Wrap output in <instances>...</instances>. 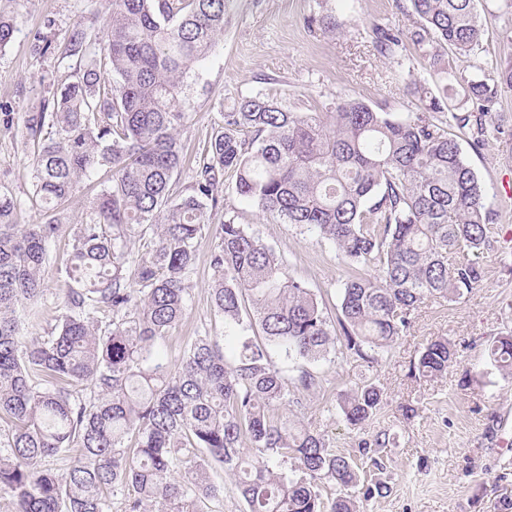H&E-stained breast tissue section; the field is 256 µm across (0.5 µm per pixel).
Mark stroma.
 Listing matches in <instances>:
<instances>
[{
    "label": "stroma",
    "mask_w": 512,
    "mask_h": 512,
    "mask_svg": "<svg viewBox=\"0 0 512 512\" xmlns=\"http://www.w3.org/2000/svg\"><path fill=\"white\" fill-rule=\"evenodd\" d=\"M475 10L485 30L481 49L459 55L444 47L442 57L468 72L477 65L512 66V0H476ZM327 14L335 16V29L318 25ZM0 15L16 28L0 50V105L9 112L8 120H0V190L19 203L21 223L33 224L39 220L29 202L33 148L21 130L28 112L69 72L58 47L75 23L102 28V4L0 0ZM419 25L409 0H232L223 35L187 80L189 117L178 134L184 165L171 181L172 199L186 194L222 113L241 98L260 93L292 112H329L348 99L379 112L423 111L412 84L430 83L428 58L413 50L383 55L374 44L375 29L408 34ZM42 39L52 43L51 52L40 53ZM496 109L499 134L478 146L460 141L487 191L493 247L479 257L486 272L482 284L457 301L422 304L407 332L371 365L356 357L310 363L269 350L288 380L303 371L318 379L300 406L274 412L300 420L329 450L353 461L360 481L351 493L360 512H493L495 501L512 492V374L492 367L487 355L492 339L512 330V91L502 92ZM228 207L237 223L282 256L289 274L305 282L327 319L335 320L348 265L334 246L303 227L263 218L235 193H227ZM224 210L213 211L198 248L185 315L155 344L169 368H177L194 336L224 333L210 290ZM67 242L63 235L47 245L44 292L25 318V336L44 335L62 316ZM436 337L454 344L456 363L437 378L412 375L424 346ZM369 378L381 388L382 402L365 425L354 428L342 417L339 396ZM380 435L387 446L373 447Z\"/></svg>",
    "instance_id": "1"
}]
</instances>
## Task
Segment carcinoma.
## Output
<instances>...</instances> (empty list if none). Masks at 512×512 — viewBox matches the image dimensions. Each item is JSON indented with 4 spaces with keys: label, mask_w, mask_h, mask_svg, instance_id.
Segmentation results:
<instances>
[{
    "label": "carcinoma",
    "mask_w": 512,
    "mask_h": 512,
    "mask_svg": "<svg viewBox=\"0 0 512 512\" xmlns=\"http://www.w3.org/2000/svg\"><path fill=\"white\" fill-rule=\"evenodd\" d=\"M102 2L105 43L73 26L60 56L76 66L22 131L33 145L41 220L17 223L19 205L0 192V422L8 425L0 490L14 512H108L118 494L124 512H197L224 492L210 477L218 465L235 476L246 512H358L346 493L357 482L352 462L300 422L270 414L290 400L266 345L308 361L354 354L372 364L426 300L455 302L480 286L485 269L474 257L490 247L487 193L458 138L482 144L499 131L495 105L512 90V67L490 77L433 54L438 94L414 87L428 111L407 115L360 100L290 112L262 95L242 98L221 113L191 192L175 201L185 79L224 32L228 0ZM410 4L419 30L376 29L380 53L438 42L467 55L482 44L475 0ZM458 99L471 110L449 111ZM47 126L51 138L42 137ZM227 174L264 216L317 234L352 265L337 318L345 341L282 257L226 209L211 294L237 352L228 359L218 337L197 336L171 372L153 347L183 317ZM92 178L99 191L72 225L65 265L77 287L67 288L59 323L27 341L21 313L43 292L46 245ZM371 265L375 275L361 271ZM245 314L263 340L245 334ZM454 358L448 339H432L414 370L436 378ZM489 358L512 371V332L492 341ZM380 402L367 380L340 396V409L360 427ZM54 456L69 459L65 472L41 466ZM324 478L343 488L328 506L317 484Z\"/></svg>",
    "instance_id": "1"
}]
</instances>
